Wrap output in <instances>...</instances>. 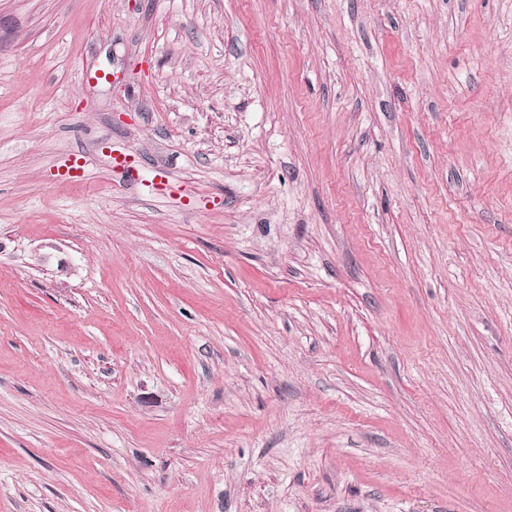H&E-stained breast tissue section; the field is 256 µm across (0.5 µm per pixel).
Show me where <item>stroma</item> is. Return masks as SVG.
Instances as JSON below:
<instances>
[{
    "instance_id": "stroma-1",
    "label": "stroma",
    "mask_w": 512,
    "mask_h": 512,
    "mask_svg": "<svg viewBox=\"0 0 512 512\" xmlns=\"http://www.w3.org/2000/svg\"><path fill=\"white\" fill-rule=\"evenodd\" d=\"M0 512H512V0H0Z\"/></svg>"
}]
</instances>
